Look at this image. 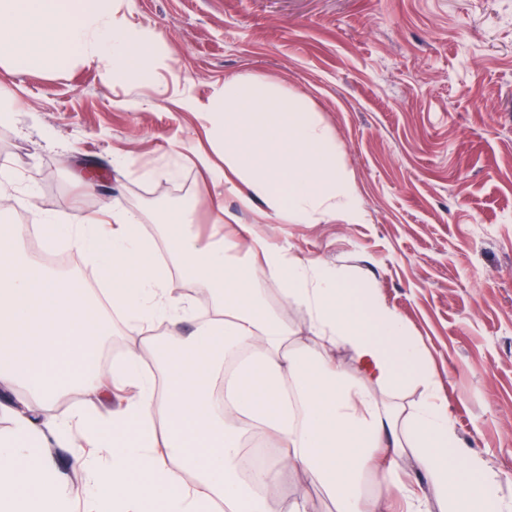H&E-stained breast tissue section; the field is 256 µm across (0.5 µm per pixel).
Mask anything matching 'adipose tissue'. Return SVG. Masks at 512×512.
I'll list each match as a JSON object with an SVG mask.
<instances>
[{"instance_id":"obj_1","label":"adipose tissue","mask_w":512,"mask_h":512,"mask_svg":"<svg viewBox=\"0 0 512 512\" xmlns=\"http://www.w3.org/2000/svg\"><path fill=\"white\" fill-rule=\"evenodd\" d=\"M154 44L116 24L112 0H0V63L22 58L46 69L77 58L138 83L153 76ZM204 119L220 161L196 156L213 186L237 190L244 207L261 200L298 224L356 223L360 202L337 159L336 141L303 93L247 75L225 81ZM14 171L0 170V512H309L306 493L273 509L267 491L298 474L336 503V512H430L427 497L398 469L414 455L446 512H505L499 475L463 448L438 393L408 415L386 390L434 372L402 319L373 283L349 284L340 268L305 262L246 229L245 241L194 233L190 208L166 215L157 233L119 200L40 226L3 221ZM46 248L69 240L89 277L109 287L104 314L85 281L63 279L27 257L33 235ZM247 248L250 262L236 258ZM185 279L211 311L178 344L151 337L159 324L196 320ZM279 284L270 301L267 284ZM307 316L294 338L283 311ZM144 336L103 371L99 350L113 320ZM349 345L361 377L336 358ZM75 391L97 409L39 419ZM273 443L278 455L242 471L244 438ZM77 447L85 493L75 498L54 451ZM376 480L381 492L369 493Z\"/></svg>"}]
</instances>
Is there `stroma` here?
I'll return each instance as SVG.
<instances>
[{
  "mask_svg": "<svg viewBox=\"0 0 512 512\" xmlns=\"http://www.w3.org/2000/svg\"><path fill=\"white\" fill-rule=\"evenodd\" d=\"M114 7L156 38L154 79L116 81L77 59L15 64L21 111L0 124V168L19 178L7 222L117 198L152 229L158 204L174 201L210 234L214 189L195 163L211 149L204 107L239 75L304 92L336 138L359 221L263 219L230 191L225 214L262 224L299 259L376 283L426 352L457 438L503 473L512 504V0Z\"/></svg>",
  "mask_w": 512,
  "mask_h": 512,
  "instance_id": "1",
  "label": "stroma"
}]
</instances>
